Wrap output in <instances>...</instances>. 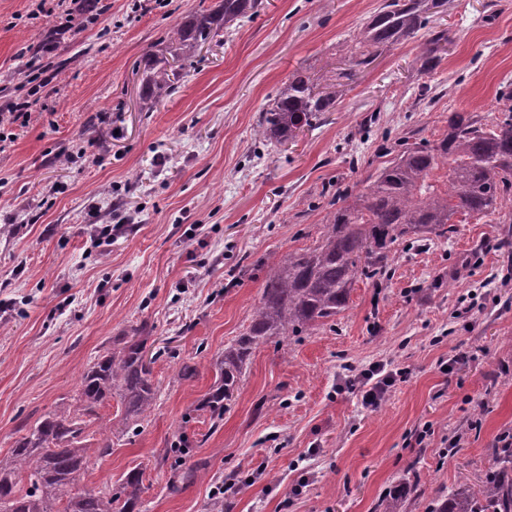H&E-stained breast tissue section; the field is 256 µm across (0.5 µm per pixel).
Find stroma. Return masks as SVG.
I'll list each match as a JSON object with an SVG mask.
<instances>
[{
    "label": "stroma",
    "instance_id": "obj_1",
    "mask_svg": "<svg viewBox=\"0 0 512 512\" xmlns=\"http://www.w3.org/2000/svg\"><path fill=\"white\" fill-rule=\"evenodd\" d=\"M107 2L103 19L63 33L56 16L31 18L33 0H0V108L21 62L58 44L29 124L0 151V300L13 303L0 315V457L73 405L113 337L144 323L156 404L142 422L124 421L114 399L86 418L82 487L138 468L142 512H376L416 476L406 512H426L461 477H481L512 429L508 203L449 237L400 241L335 322L259 346L219 425L195 406L270 269L319 242L337 189H363L401 138L436 143L449 112L488 118L512 91V0H442L428 28L362 65L355 40L383 0H262L218 27L151 110L144 80L169 61L170 29L219 0ZM438 31L448 42L427 71L420 55ZM297 71L334 110L267 143L259 116ZM16 214L24 228L4 232ZM94 224L122 227L107 253ZM188 359L199 373L184 380ZM379 362L408 375L370 412L340 382L345 366ZM232 480L237 494L214 496Z\"/></svg>",
    "mask_w": 512,
    "mask_h": 512
}]
</instances>
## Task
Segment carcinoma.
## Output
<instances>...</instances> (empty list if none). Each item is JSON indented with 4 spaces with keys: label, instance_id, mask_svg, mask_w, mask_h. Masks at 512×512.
I'll list each match as a JSON object with an SVG mask.
<instances>
[{
    "label": "carcinoma",
    "instance_id": "carcinoma-1",
    "mask_svg": "<svg viewBox=\"0 0 512 512\" xmlns=\"http://www.w3.org/2000/svg\"><path fill=\"white\" fill-rule=\"evenodd\" d=\"M434 0H384L356 39L358 63L375 49L400 44L427 27ZM258 0H221L218 12L200 11L184 18L169 35L173 62L189 64L216 35L217 22L249 18ZM444 32L429 40L423 67L438 60ZM176 71L153 67L146 76L147 104L169 95ZM334 100L315 93L301 73L288 79L271 108L262 112L257 134L282 145L322 120ZM498 116L487 124L471 112L448 114V130L432 146L403 140L396 154L367 179L363 191L336 190L323 235L310 248L286 254L267 274L248 331L224 348L215 362V379L197 411L212 422L224 417L240 391L254 349L278 338L299 336L346 310L358 276L384 272L391 247L406 236L427 239L454 232L458 214H486L512 194V92L497 100ZM449 166L448 189L438 190L433 172ZM142 325L116 340L84 372L73 407L54 410L26 431L0 458V512H141L142 473L129 471L120 487L87 490L79 486L88 468L82 416L116 396L124 419L148 417L157 398L151 362L145 359L148 337ZM493 460L479 485L459 483L428 512H512V447L492 449ZM415 488L394 487L378 504L379 512H402Z\"/></svg>",
    "mask_w": 512,
    "mask_h": 512
}]
</instances>
